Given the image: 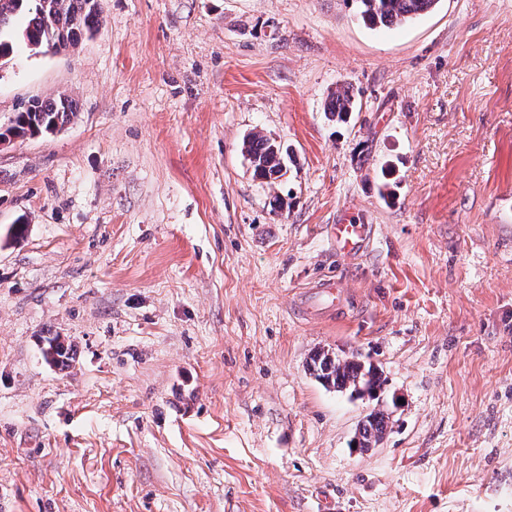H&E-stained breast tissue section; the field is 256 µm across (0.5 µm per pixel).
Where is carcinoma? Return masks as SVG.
Masks as SVG:
<instances>
[{
  "instance_id": "obj_1",
  "label": "carcinoma",
  "mask_w": 512,
  "mask_h": 512,
  "mask_svg": "<svg viewBox=\"0 0 512 512\" xmlns=\"http://www.w3.org/2000/svg\"><path fill=\"white\" fill-rule=\"evenodd\" d=\"M362 21L375 27H391L430 11L438 0H356ZM28 17L25 28L14 29L15 19ZM102 25V8L94 9L89 0H0V67L7 64L17 43H23L36 53L53 50L61 38L71 45L96 34ZM354 109L350 89L339 87L332 92L326 105L328 116L336 121L345 120ZM77 117V105L68 95L55 98L33 99L16 113L11 126L25 138L32 133V125H52L58 129ZM242 154L249 162L253 175L268 185H273L288 173L290 157L283 145L260 131L248 133L242 141ZM71 345L60 336L45 340L42 356L52 366H66L70 360ZM309 370L325 386L338 391L359 395L366 388L383 389L382 372L372 363L358 356L340 358L328 353L312 358ZM390 423V412L373 409L358 424L354 443L361 451L377 447L383 441Z\"/></svg>"
}]
</instances>
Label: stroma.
<instances>
[{
  "instance_id": "obj_1",
  "label": "stroma",
  "mask_w": 512,
  "mask_h": 512,
  "mask_svg": "<svg viewBox=\"0 0 512 512\" xmlns=\"http://www.w3.org/2000/svg\"><path fill=\"white\" fill-rule=\"evenodd\" d=\"M101 6L0 70V126L79 110L0 148V512H512V0L374 29L355 0ZM253 130L294 152L277 185ZM325 276L342 309L302 315ZM319 350L382 369L372 452ZM353 109L354 97L348 87H339L332 92L326 105L328 116L336 121H344ZM77 117V105L68 95L61 94L58 97L41 100L33 99L21 111L17 112L11 125L19 131L21 138L32 134V125L40 126L42 123L46 128L53 125L55 128H62ZM43 131V134H46ZM29 136V137H30ZM242 154L249 162L255 178L267 185L280 182L288 173L291 157L287 149L260 131L249 132L242 141ZM375 232L372 224H361L351 216L344 215L338 223L331 224L330 238L336 244V251L344 256L362 253L370 243ZM71 352V343L61 336H52L45 340L42 347V356L46 363L52 366H68ZM388 411L384 408H374L358 424L354 444L359 445L358 448H361V453L371 451L383 441L390 423L391 412ZM372 446L374 448H370Z\"/></svg>"
}]
</instances>
